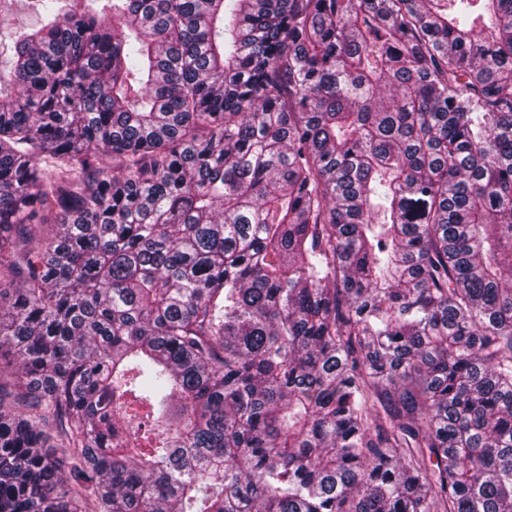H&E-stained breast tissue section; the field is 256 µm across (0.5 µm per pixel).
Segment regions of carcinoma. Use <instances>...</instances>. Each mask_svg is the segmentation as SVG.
Wrapping results in <instances>:
<instances>
[{
    "mask_svg": "<svg viewBox=\"0 0 512 512\" xmlns=\"http://www.w3.org/2000/svg\"><path fill=\"white\" fill-rule=\"evenodd\" d=\"M0 21V512H512V0Z\"/></svg>",
    "mask_w": 512,
    "mask_h": 512,
    "instance_id": "obj_1",
    "label": "carcinoma"
}]
</instances>
